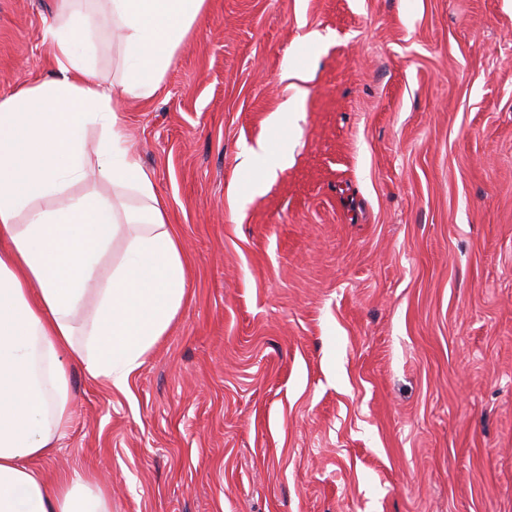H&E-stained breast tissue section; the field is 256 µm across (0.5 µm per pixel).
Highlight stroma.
I'll use <instances>...</instances> for the list:
<instances>
[{
	"instance_id": "1",
	"label": "stroma",
	"mask_w": 512,
	"mask_h": 512,
	"mask_svg": "<svg viewBox=\"0 0 512 512\" xmlns=\"http://www.w3.org/2000/svg\"><path fill=\"white\" fill-rule=\"evenodd\" d=\"M56 8L0 0V96ZM119 116L188 297L127 391L72 367L45 471L108 512H512V0H206ZM286 164V154L273 148L267 143H259L257 149H252L246 159L245 169L249 173H259L261 180L253 182L254 188H259L263 181L268 180L282 170Z\"/></svg>"
}]
</instances>
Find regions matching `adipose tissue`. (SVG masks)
<instances>
[{"label":"adipose tissue","instance_id":"1","mask_svg":"<svg viewBox=\"0 0 512 512\" xmlns=\"http://www.w3.org/2000/svg\"><path fill=\"white\" fill-rule=\"evenodd\" d=\"M101 2L121 46L113 79L88 59L94 12L60 0L46 28L55 77L0 97V512H107L80 472L50 478L37 466L68 425V365L126 390L187 295L179 241L117 103L157 94L205 0ZM77 184L86 192L70 195ZM114 245L122 253L100 275ZM89 295L96 309L76 322Z\"/></svg>","mask_w":512,"mask_h":512}]
</instances>
